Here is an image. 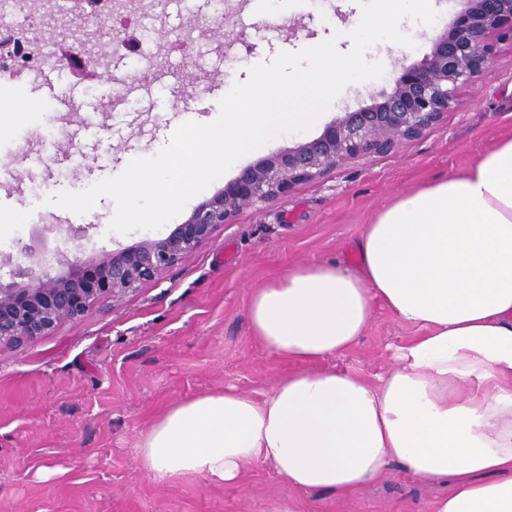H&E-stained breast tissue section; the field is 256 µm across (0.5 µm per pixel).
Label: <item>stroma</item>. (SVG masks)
<instances>
[{"mask_svg":"<svg viewBox=\"0 0 512 512\" xmlns=\"http://www.w3.org/2000/svg\"><path fill=\"white\" fill-rule=\"evenodd\" d=\"M358 0H266L262 12L234 15L246 45L217 48L209 29L211 0H183L164 14L142 9L106 20L120 37L166 28L169 37L108 55L100 73L89 55H56V92L19 90L0 78V256L31 245L68 257L109 251L144 233L111 232V197L84 214L52 205L50 197L79 192L122 173L129 160L150 157L182 123L214 122L220 101L259 63L331 39L339 52ZM302 20L290 36L280 25ZM192 35L193 50L179 41ZM153 71L154 81L136 74ZM119 97L102 110L100 89ZM329 107L311 128L280 135L237 160L199 193L206 200L261 156L317 137L336 115ZM512 134V45L498 48L493 71L463 89L461 104L441 122L393 151L343 162L319 181L239 213L214 239L120 305H102L52 334L0 349V512H424L447 495L445 483L388 476L350 499L292 488L271 468L249 467L244 481L223 486L201 475L158 482L138 466V440L174 403L228 386L262 396L296 366L251 336L254 289L306 263L357 262L355 241L376 212L398 195L456 174ZM68 161H61V151ZM412 327L377 308L361 341L324 367L384 373L388 347ZM65 469L58 480L44 466Z\"/></svg>","mask_w":512,"mask_h":512,"instance_id":"obj_1","label":"stroma"}]
</instances>
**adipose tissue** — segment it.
Listing matches in <instances>:
<instances>
[{
    "mask_svg": "<svg viewBox=\"0 0 512 512\" xmlns=\"http://www.w3.org/2000/svg\"><path fill=\"white\" fill-rule=\"evenodd\" d=\"M356 251V267L314 263L253 291V337L302 370L261 399L228 386L173 404L134 450L145 474L233 485L260 463L344 499L397 468L450 484L427 512H512V134L395 198ZM379 306L417 331L390 368H320Z\"/></svg>",
    "mask_w": 512,
    "mask_h": 512,
    "instance_id": "ef3b65f1",
    "label": "adipose tissue"
}]
</instances>
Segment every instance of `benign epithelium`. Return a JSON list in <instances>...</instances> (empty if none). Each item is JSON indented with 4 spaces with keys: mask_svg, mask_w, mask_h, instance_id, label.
Returning a JSON list of instances; mask_svg holds the SVG:
<instances>
[{
    "mask_svg": "<svg viewBox=\"0 0 512 512\" xmlns=\"http://www.w3.org/2000/svg\"><path fill=\"white\" fill-rule=\"evenodd\" d=\"M83 26L61 35L77 53L99 47L98 13L92 0H65ZM448 26L429 41L418 61L397 62L389 88L369 95L370 103L344 108L315 138L272 152L244 167L183 223L161 238L145 237L85 259L50 263L30 247L26 263L0 259V346L18 345L79 320L94 308L120 304L147 284L161 282L175 266L207 245L240 211L269 204L295 185L321 179L342 161L392 151L419 136L461 105L462 89L491 73L496 44L512 41V0H459ZM212 31L225 44L244 43L229 22Z\"/></svg>",
    "mask_w": 512,
    "mask_h": 512,
    "instance_id": "benign-epithelium-1",
    "label": "benign epithelium"
}]
</instances>
